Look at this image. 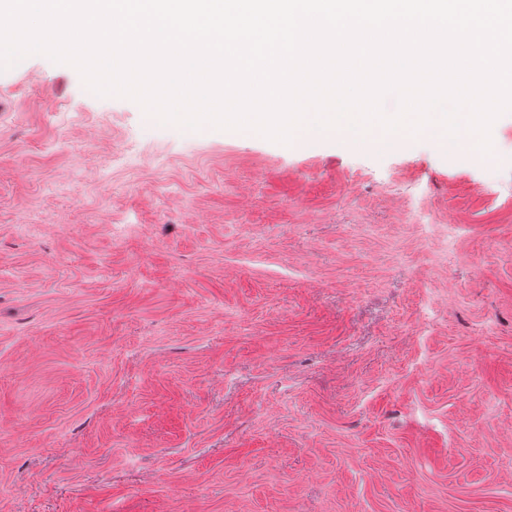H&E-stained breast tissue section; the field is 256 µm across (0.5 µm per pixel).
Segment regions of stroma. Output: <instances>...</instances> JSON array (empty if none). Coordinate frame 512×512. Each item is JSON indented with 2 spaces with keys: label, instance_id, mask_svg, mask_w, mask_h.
<instances>
[{
  "label": "stroma",
  "instance_id": "stroma-1",
  "mask_svg": "<svg viewBox=\"0 0 512 512\" xmlns=\"http://www.w3.org/2000/svg\"><path fill=\"white\" fill-rule=\"evenodd\" d=\"M491 137L301 148L0 66V512H512Z\"/></svg>",
  "mask_w": 512,
  "mask_h": 512
}]
</instances>
